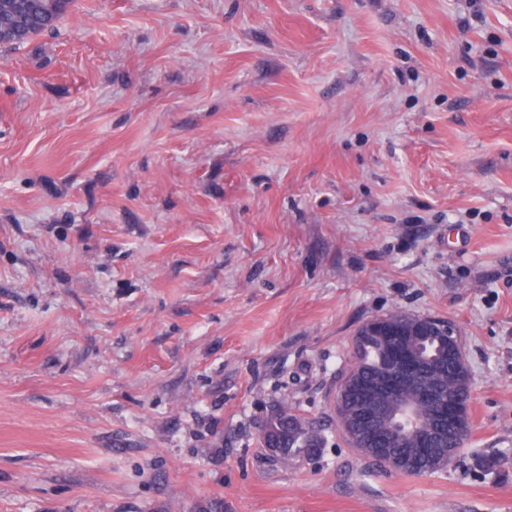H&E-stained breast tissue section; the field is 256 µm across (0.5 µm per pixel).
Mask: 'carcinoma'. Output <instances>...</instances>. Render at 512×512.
Segmentation results:
<instances>
[{"label": "carcinoma", "instance_id": "obj_1", "mask_svg": "<svg viewBox=\"0 0 512 512\" xmlns=\"http://www.w3.org/2000/svg\"><path fill=\"white\" fill-rule=\"evenodd\" d=\"M72 0H0V46L19 49L32 38L55 28L57 20L71 6ZM430 321L418 315L393 312L379 319L369 328L360 326L352 340L353 365L346 386L336 394V423L342 433L356 434L360 426L358 409L360 392L377 383L388 371L391 350L406 345L408 350L427 358L420 370L418 382L430 384L442 395L458 396L471 393L468 368L460 347L441 346L433 336H419L417 331ZM378 431L394 436V453L404 460V471L409 474H430L448 467V457L435 460L415 453L421 438L431 434L440 424L431 404L421 399L412 385H403L402 397H386L379 402ZM468 435L445 432L438 444L461 452ZM263 448H283L284 462L296 448L315 454L322 446L321 436L288 404L280 405L264 422L260 433ZM506 456L484 454L475 457V466L488 473L497 472Z\"/></svg>", "mask_w": 512, "mask_h": 512}]
</instances>
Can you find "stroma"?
<instances>
[{
  "instance_id": "1",
  "label": "stroma",
  "mask_w": 512,
  "mask_h": 512,
  "mask_svg": "<svg viewBox=\"0 0 512 512\" xmlns=\"http://www.w3.org/2000/svg\"><path fill=\"white\" fill-rule=\"evenodd\" d=\"M393 311L470 372L432 474L336 427ZM284 402L317 456L261 447ZM0 512H512V0H74L0 49ZM470 399L452 398L438 405V416L447 420L448 428L457 433H465L469 427Z\"/></svg>"
}]
</instances>
